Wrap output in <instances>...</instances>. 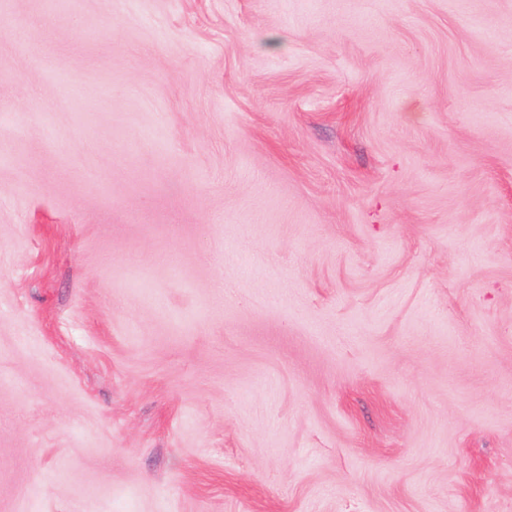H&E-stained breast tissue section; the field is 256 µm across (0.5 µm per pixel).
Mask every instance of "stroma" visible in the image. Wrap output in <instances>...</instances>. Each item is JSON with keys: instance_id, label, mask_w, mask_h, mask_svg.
Returning a JSON list of instances; mask_svg holds the SVG:
<instances>
[{"instance_id": "35a3bbf8", "label": "stroma", "mask_w": 512, "mask_h": 512, "mask_svg": "<svg viewBox=\"0 0 512 512\" xmlns=\"http://www.w3.org/2000/svg\"><path fill=\"white\" fill-rule=\"evenodd\" d=\"M0 512H512V0H0Z\"/></svg>"}]
</instances>
